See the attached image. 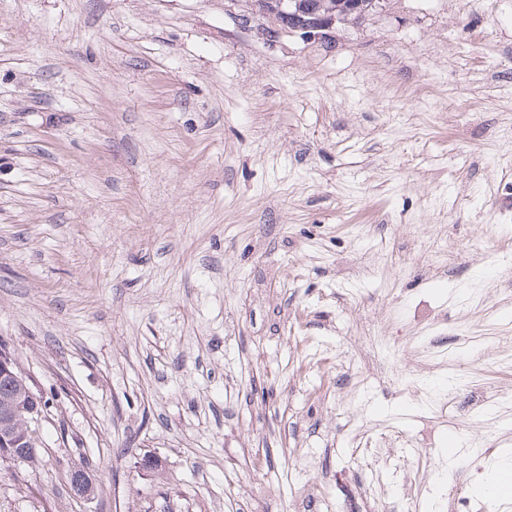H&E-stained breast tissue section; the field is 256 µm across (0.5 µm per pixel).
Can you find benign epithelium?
<instances>
[{"label":"benign epithelium","instance_id":"7a95c632","mask_svg":"<svg viewBox=\"0 0 512 512\" xmlns=\"http://www.w3.org/2000/svg\"><path fill=\"white\" fill-rule=\"evenodd\" d=\"M253 10L266 21L267 35L287 31L312 42L324 40L342 21L335 10L320 0H253ZM3 378L14 380L19 389L14 399L0 408V447L17 448L23 444L34 448L36 442L30 436L44 416L43 399L20 373L10 351L0 347V379Z\"/></svg>","mask_w":512,"mask_h":512}]
</instances>
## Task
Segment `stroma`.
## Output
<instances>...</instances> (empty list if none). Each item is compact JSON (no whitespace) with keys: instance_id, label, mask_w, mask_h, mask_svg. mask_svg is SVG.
I'll return each mask as SVG.
<instances>
[{"instance_id":"stroma-1","label":"stroma","mask_w":512,"mask_h":512,"mask_svg":"<svg viewBox=\"0 0 512 512\" xmlns=\"http://www.w3.org/2000/svg\"><path fill=\"white\" fill-rule=\"evenodd\" d=\"M251 8L0 0V512H512V0ZM254 14L266 23V34L272 37L281 31L297 33L303 39L319 42L336 28L342 17L336 16V9L318 0H254ZM3 378L14 380L19 389L17 393L11 381L0 380V405L17 393L13 400L0 407V447L15 448L23 453L28 448H36V442L29 436H34L33 428L37 429V424L41 423L47 401L34 393L10 351L0 347V379ZM23 443L25 447L19 448Z\"/></svg>"}]
</instances>
